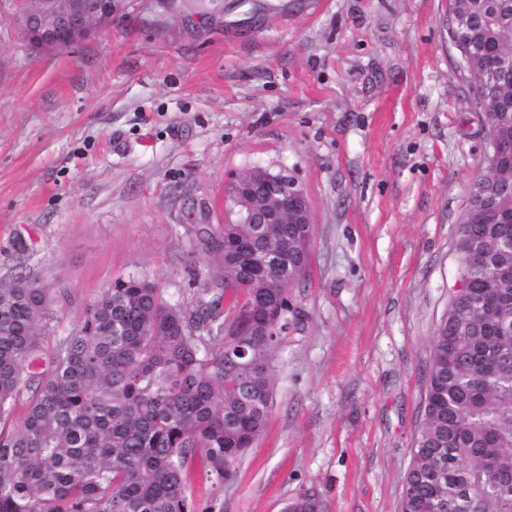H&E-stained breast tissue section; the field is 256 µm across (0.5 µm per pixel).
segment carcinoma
Wrapping results in <instances>:
<instances>
[{
    "label": "carcinoma",
    "instance_id": "1",
    "mask_svg": "<svg viewBox=\"0 0 512 512\" xmlns=\"http://www.w3.org/2000/svg\"><path fill=\"white\" fill-rule=\"evenodd\" d=\"M463 9L473 14L464 36L496 69L512 115V68L497 67L512 45V0H453L452 17ZM462 224L457 250L473 236L487 249L480 268L461 267L467 302L448 307L432 338L400 512H512V280L502 276L512 270V211L491 224L477 197ZM233 257L226 276L253 284L258 273ZM224 277L189 305L136 274L113 280L46 370V289L29 278L0 285V424L28 393L20 429L0 427V512H196L195 470L224 484L266 431L272 353L287 337H261L260 367L237 353L225 328L245 316L224 303ZM299 285L268 289L293 330L304 325L290 305ZM284 512H324V502L305 493Z\"/></svg>",
    "mask_w": 512,
    "mask_h": 512
}]
</instances>
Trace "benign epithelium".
I'll use <instances>...</instances> for the list:
<instances>
[{
    "label": "benign epithelium",
    "mask_w": 512,
    "mask_h": 512,
    "mask_svg": "<svg viewBox=\"0 0 512 512\" xmlns=\"http://www.w3.org/2000/svg\"><path fill=\"white\" fill-rule=\"evenodd\" d=\"M16 20L29 42L37 47L67 46L89 36L97 28L112 22V13L120 0H19ZM489 152L478 177L493 175L494 190L500 196L512 194V179L497 176L503 144L497 135L488 132ZM226 224H252L255 232L268 242V248L257 258V265L282 275L288 273L285 250L288 244L279 238L281 225L303 224L306 247L312 244L311 205L297 180L286 171L272 172L254 165L236 172L225 189ZM224 288L237 298V310L247 316L266 311L258 328L237 332L234 345L253 346L252 336H269L280 327L281 312L267 310L263 293L257 289H240L232 281Z\"/></svg>",
    "instance_id": "benign-epithelium-1"
}]
</instances>
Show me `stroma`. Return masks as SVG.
<instances>
[{
	"label": "stroma",
	"instance_id": "stroma-1",
	"mask_svg": "<svg viewBox=\"0 0 512 512\" xmlns=\"http://www.w3.org/2000/svg\"><path fill=\"white\" fill-rule=\"evenodd\" d=\"M451 0H123L37 49L0 0V283L36 279L44 356L112 282L174 301L221 275L198 239L241 168L288 171L312 209L306 316L275 352L263 436L197 508L399 512L431 338L488 148Z\"/></svg>",
	"mask_w": 512,
	"mask_h": 512
}]
</instances>
